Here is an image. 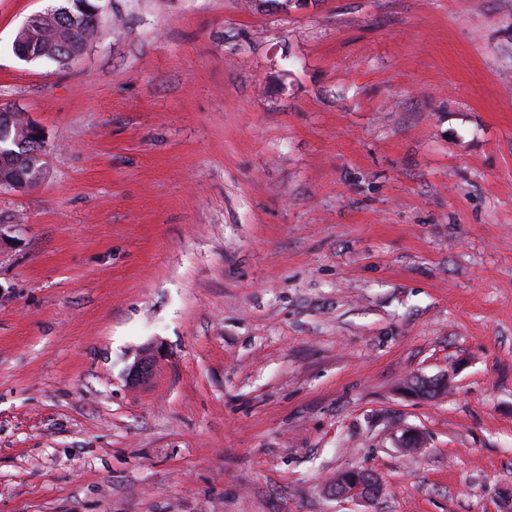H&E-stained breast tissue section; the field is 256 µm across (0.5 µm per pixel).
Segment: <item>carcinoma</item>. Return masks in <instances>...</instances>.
<instances>
[{"instance_id": "obj_1", "label": "carcinoma", "mask_w": 512, "mask_h": 512, "mask_svg": "<svg viewBox=\"0 0 512 512\" xmlns=\"http://www.w3.org/2000/svg\"><path fill=\"white\" fill-rule=\"evenodd\" d=\"M97 6L92 0H63L45 12L41 30L31 34L19 32L14 44L15 55L31 52L28 61L51 60L65 64L81 54L99 27ZM0 151L16 150L20 154L41 156L43 145L24 140L26 121L16 118L10 130L0 129Z\"/></svg>"}]
</instances>
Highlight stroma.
<instances>
[{
  "label": "stroma",
  "mask_w": 512,
  "mask_h": 512,
  "mask_svg": "<svg viewBox=\"0 0 512 512\" xmlns=\"http://www.w3.org/2000/svg\"><path fill=\"white\" fill-rule=\"evenodd\" d=\"M97 2L0 0V512H512V0ZM62 4L53 7L43 14L32 16L24 25L26 30L39 28L32 34L22 30L17 35L13 50L19 60L32 62L51 60L65 64L81 54L86 45L96 35L99 27L97 6L92 0H63ZM34 44L28 59H23L20 53H26ZM44 50L42 55H39ZM15 115L16 120L12 124L10 131L2 128L0 129V134H4L5 136L0 140V151L1 155H6V150L16 149L20 154L24 153L32 155V157H30L28 155H18L13 153L7 158L2 156V160L5 159L9 161L10 159H13L12 164L26 167L25 171L30 174V177L27 179L24 176H20L21 181L15 184L16 189H23L37 183L43 175V167H36L38 162L35 163V161H31L29 159H38V157L42 155L44 146L39 142L29 141L28 139H25L24 146L21 145L23 138L26 136V121L20 118L18 114L15 113ZM156 364V354L147 349L139 354L126 370V380L131 386H137L152 375Z\"/></svg>",
  "instance_id": "1"
}]
</instances>
